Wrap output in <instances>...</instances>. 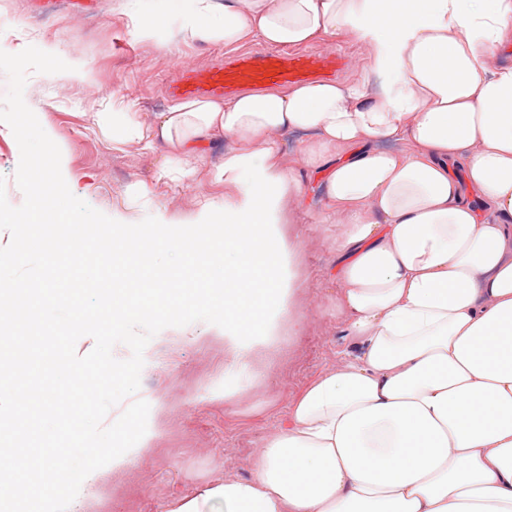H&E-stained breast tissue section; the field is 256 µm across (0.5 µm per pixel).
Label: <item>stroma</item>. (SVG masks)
<instances>
[{
    "label": "stroma",
    "mask_w": 512,
    "mask_h": 512,
    "mask_svg": "<svg viewBox=\"0 0 512 512\" xmlns=\"http://www.w3.org/2000/svg\"><path fill=\"white\" fill-rule=\"evenodd\" d=\"M163 8L162 0H91L76 28L73 0L48 6L43 0H0V47L17 53L35 46L70 64L67 72L29 73L23 97L59 146L76 197L123 223L161 216L185 230L203 202L219 211L231 196L213 172L234 140L205 149L195 176L176 179L162 173L158 152L136 139L113 141L104 131L116 112L149 122L173 105L167 85L180 72L210 67L229 53L223 43L182 37L174 19L163 34L139 36L143 14ZM79 65L90 69L89 77L77 75ZM279 141L285 166L299 173L305 189L302 196L283 197L279 226L293 251V316L301 330L284 324L279 336L267 340L260 321L240 325L243 374L227 369L222 328L199 321L160 331L144 350L137 396L150 412L146 434L130 451L132 463L96 470L87 493L68 512H124L117 495L129 481L141 512H163L166 503L218 481L252 477L266 439L296 396L346 356L348 335L333 302L343 219L325 212L319 179L304 163L298 136ZM19 159L10 127L1 124L0 176L15 207L24 201L15 179Z\"/></svg>",
    "instance_id": "1"
}]
</instances>
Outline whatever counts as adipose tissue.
Returning <instances> with one entry per match:
<instances>
[{
    "mask_svg": "<svg viewBox=\"0 0 512 512\" xmlns=\"http://www.w3.org/2000/svg\"><path fill=\"white\" fill-rule=\"evenodd\" d=\"M181 33L231 46L349 36L368 46L362 81L199 99L112 115V138L162 147L163 172L190 177L229 137L215 174L232 188L224 224V345L232 321L268 306L290 316L280 207L301 194L278 133L305 134L323 205L342 215L337 313L356 352L312 381L248 479L181 498L169 512H512V0H166ZM460 164L462 175L452 166ZM252 277V291L242 289Z\"/></svg>",
    "mask_w": 512,
    "mask_h": 512,
    "instance_id": "adipose-tissue-1",
    "label": "adipose tissue"
}]
</instances>
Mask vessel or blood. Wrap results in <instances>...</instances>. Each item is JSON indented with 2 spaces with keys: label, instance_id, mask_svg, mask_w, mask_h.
I'll return each instance as SVG.
<instances>
[{
  "label": "vessel or blood",
  "instance_id": "1",
  "mask_svg": "<svg viewBox=\"0 0 512 512\" xmlns=\"http://www.w3.org/2000/svg\"><path fill=\"white\" fill-rule=\"evenodd\" d=\"M340 56L307 51L274 49L239 52L228 62L207 70H195L174 87L182 98L199 95L229 96L246 86H287L316 76L329 75L342 66Z\"/></svg>",
  "mask_w": 512,
  "mask_h": 512
}]
</instances>
